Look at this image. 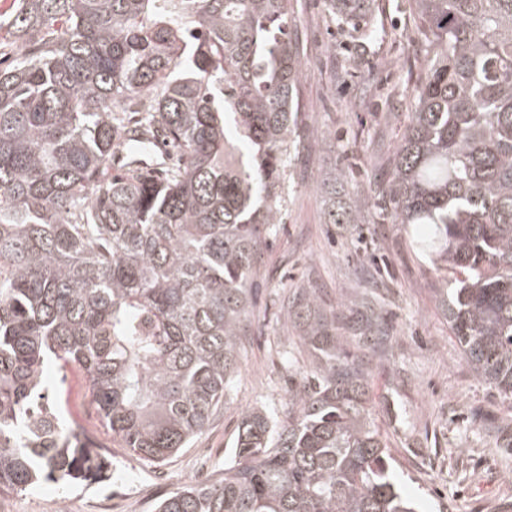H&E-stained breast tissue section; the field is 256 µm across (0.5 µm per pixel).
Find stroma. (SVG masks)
Segmentation results:
<instances>
[{
	"mask_svg": "<svg viewBox=\"0 0 512 512\" xmlns=\"http://www.w3.org/2000/svg\"><path fill=\"white\" fill-rule=\"evenodd\" d=\"M411 0H374L382 39L353 46L330 23L323 0H291L289 37L302 51L300 145L280 171L281 221L267 237L255 273L251 323L223 408L205 431L166 463L150 464L110 443L112 480L69 487L41 481L0 494V512H156L158 503L206 471L224 477L241 414L288 417V389L309 374L282 302L317 289L326 306L350 318L372 310L386 339L366 351L368 389L389 447L391 473L416 512H512V407L466 363L438 310L419 227L325 223L320 182L343 169L348 201L375 192L404 130L408 77L422 68L411 40ZM68 394L64 418L91 424L82 374H50Z\"/></svg>",
	"mask_w": 512,
	"mask_h": 512,
	"instance_id": "obj_1",
	"label": "stroma"
}]
</instances>
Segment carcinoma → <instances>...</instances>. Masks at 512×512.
<instances>
[{"instance_id":"1","label":"carcinoma","mask_w":512,"mask_h":512,"mask_svg":"<svg viewBox=\"0 0 512 512\" xmlns=\"http://www.w3.org/2000/svg\"><path fill=\"white\" fill-rule=\"evenodd\" d=\"M290 0H18L0 22V491L112 476L45 369L77 366L102 433L162 464L224 406L288 136L300 125ZM368 42L371 0H324ZM423 68L381 198L325 223L425 224L434 298L473 372L512 402V0H412ZM162 138L172 167L109 179ZM316 363L288 419L241 414L218 483L157 512H414L373 417L364 355L313 288L287 302Z\"/></svg>"}]
</instances>
